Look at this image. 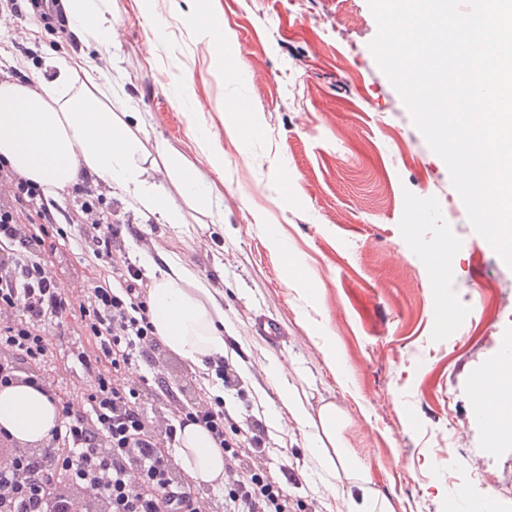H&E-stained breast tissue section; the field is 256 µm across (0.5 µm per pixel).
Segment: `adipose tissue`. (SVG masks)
Masks as SVG:
<instances>
[{
	"label": "adipose tissue",
	"mask_w": 512,
	"mask_h": 512,
	"mask_svg": "<svg viewBox=\"0 0 512 512\" xmlns=\"http://www.w3.org/2000/svg\"><path fill=\"white\" fill-rule=\"evenodd\" d=\"M68 24L75 34L94 32L110 46V0H63ZM57 71L52 81L35 85L0 84V157L23 177L58 197L84 175L127 197L144 219L183 232L182 209L211 213L221 189L201 180L194 167L165 146L150 159L132 123L138 113L124 118L112 110V90L100 81L99 69L51 58ZM166 170L182 187L175 202L157 183ZM150 281L148 306L156 336L186 362L204 367L208 357L224 352V311L211 293L208 280L178 254L159 251L145 258ZM506 357L488 363L475 383L486 392L485 413L490 418L488 442L497 448L512 442V421L498 420L500 410L512 406L503 385ZM288 412L299 429L309 430L308 450L321 469V479L346 512H395L392 502L373 488L342 431L346 416L335 404L311 412L309 404L290 387L282 389ZM55 403L31 386L0 388V428L20 441L37 444L61 424ZM175 461L192 478L211 482L224 475V455L210 433L195 424L177 435ZM350 486H343V479Z\"/></svg>",
	"instance_id": "adipose-tissue-1"
}]
</instances>
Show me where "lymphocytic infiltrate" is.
Returning a JSON list of instances; mask_svg holds the SVG:
<instances>
[{
    "label": "lymphocytic infiltrate",
    "instance_id": "f902f5d3",
    "mask_svg": "<svg viewBox=\"0 0 512 512\" xmlns=\"http://www.w3.org/2000/svg\"><path fill=\"white\" fill-rule=\"evenodd\" d=\"M15 192L0 200V387L42 389L64 419L44 448L20 444L0 428V512H205V488L176 473L172 450L177 431L193 423L206 428L226 456L238 461L237 477L222 481L224 512H294L295 503L269 470L249 460L265 450L260 421L240 427L221 400L186 404L164 379L129 374L138 364L156 367L160 340L139 283L142 269L127 256L134 226L107 223L90 202L67 215L78 225L85 255L100 260L97 284L86 300L56 288L41 261L54 245L57 216L34 183L0 159V182ZM87 336L78 362L93 383L84 410H73L46 376L48 333ZM158 400L148 419L144 397Z\"/></svg>",
    "mask_w": 512,
    "mask_h": 512
}]
</instances>
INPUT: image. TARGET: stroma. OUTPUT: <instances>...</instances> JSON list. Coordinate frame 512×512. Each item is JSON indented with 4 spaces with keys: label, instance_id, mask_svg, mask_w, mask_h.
Masks as SVG:
<instances>
[{
    "label": "stroma",
    "instance_id": "1",
    "mask_svg": "<svg viewBox=\"0 0 512 512\" xmlns=\"http://www.w3.org/2000/svg\"><path fill=\"white\" fill-rule=\"evenodd\" d=\"M17 6L0 17L14 82L52 79L43 68L51 54L123 76L114 94L140 113L146 148L166 142L205 180L223 181V223L188 208L180 235L144 221L109 187L94 195L110 222L163 240L223 287L224 355L239 377L224 405L242 419L276 413L263 462L275 476L290 468L293 499L328 512L333 496L278 383L259 368L267 356L311 410L331 402L347 414L343 435L396 512H448L460 489L491 494L512 512V446L489 448L471 413L475 376L512 342V268L480 245L445 162L380 70L368 0H214L220 64L192 23L193 0H152L145 12L136 0H112L119 35L108 50L94 35L47 27L31 0ZM236 101L249 105L259 138L225 132L222 114ZM200 125L209 143L197 141ZM212 153L222 171L208 163ZM261 216L278 225L318 291L307 314ZM444 240L454 246L448 294L459 312L445 329L429 262ZM43 260L59 283L94 287L79 233ZM260 316L279 324L281 340L253 335ZM307 319L335 341L344 381L309 338ZM80 348L69 336L51 342L49 378L62 392L91 383L75 358ZM475 473L488 491L474 490Z\"/></svg>",
    "mask_w": 512,
    "mask_h": 512
}]
</instances>
